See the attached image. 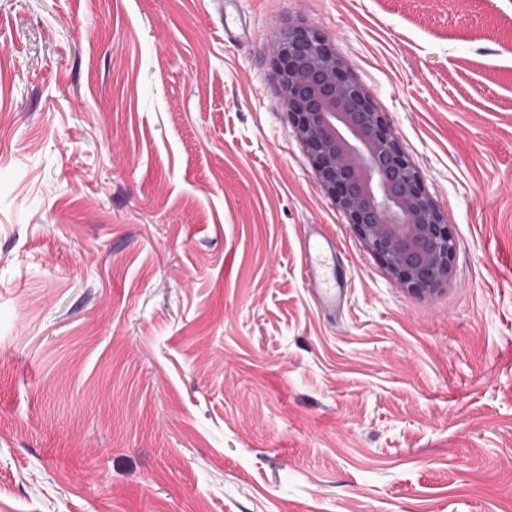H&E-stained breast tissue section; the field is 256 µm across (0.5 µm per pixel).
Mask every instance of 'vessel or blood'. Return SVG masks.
Wrapping results in <instances>:
<instances>
[{
	"instance_id": "vessel-or-blood-1",
	"label": "vessel or blood",
	"mask_w": 512,
	"mask_h": 512,
	"mask_svg": "<svg viewBox=\"0 0 512 512\" xmlns=\"http://www.w3.org/2000/svg\"><path fill=\"white\" fill-rule=\"evenodd\" d=\"M337 251L335 238L319 224L313 225L302 242V269L308 292L315 304L330 315L341 310L346 298L343 284L330 272Z\"/></svg>"
}]
</instances>
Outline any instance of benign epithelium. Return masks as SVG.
<instances>
[{
  "mask_svg": "<svg viewBox=\"0 0 512 512\" xmlns=\"http://www.w3.org/2000/svg\"><path fill=\"white\" fill-rule=\"evenodd\" d=\"M275 80L313 174L364 249L408 292L431 297L452 274L448 214L426 191L384 112L316 28H279Z\"/></svg>",
  "mask_w": 512,
  "mask_h": 512,
  "instance_id": "1",
  "label": "benign epithelium"
}]
</instances>
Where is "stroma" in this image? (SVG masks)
<instances>
[{
    "label": "stroma",
    "instance_id": "stroma-1",
    "mask_svg": "<svg viewBox=\"0 0 512 512\" xmlns=\"http://www.w3.org/2000/svg\"><path fill=\"white\" fill-rule=\"evenodd\" d=\"M290 21L447 211L442 293L316 181ZM0 512H512V0H0ZM337 252L336 239L326 234L322 225L313 224L302 241V269L311 298L330 315L341 310L346 298V288L330 274Z\"/></svg>",
    "mask_w": 512,
    "mask_h": 512
}]
</instances>
